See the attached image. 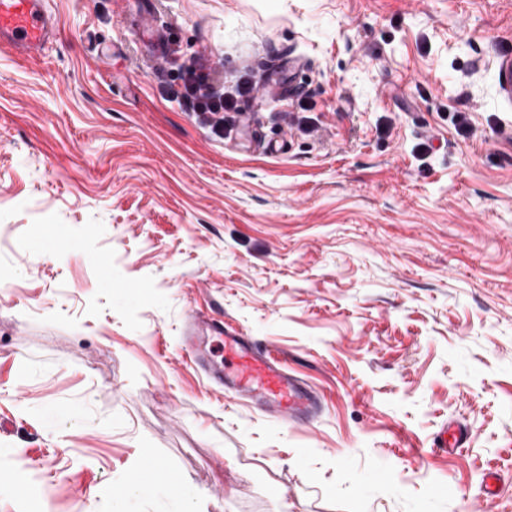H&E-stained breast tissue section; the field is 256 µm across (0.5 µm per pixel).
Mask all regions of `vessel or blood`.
Returning <instances> with one entry per match:
<instances>
[{"label": "vessel or blood", "mask_w": 512, "mask_h": 512, "mask_svg": "<svg viewBox=\"0 0 512 512\" xmlns=\"http://www.w3.org/2000/svg\"><path fill=\"white\" fill-rule=\"evenodd\" d=\"M57 22L43 0H0V46L15 54H40L56 36ZM224 390L241 404L267 418L304 423L316 420L323 400L303 379L291 375L283 358L237 330L224 332ZM467 425H443L437 434L439 448L453 452L464 448ZM133 481L161 480L178 489L179 476L154 456H145Z\"/></svg>", "instance_id": "b4317fda"}]
</instances>
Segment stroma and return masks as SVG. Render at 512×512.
Returning <instances> with one entry per match:
<instances>
[{"label":"stroma","instance_id":"stroma-1","mask_svg":"<svg viewBox=\"0 0 512 512\" xmlns=\"http://www.w3.org/2000/svg\"><path fill=\"white\" fill-rule=\"evenodd\" d=\"M45 4L0 50V512H512V0H154L158 51L142 0ZM201 56L253 86L220 138L155 80ZM190 314L320 418L220 397ZM146 453L191 502L117 500ZM57 22L43 0H0V46L17 55H39L56 36ZM224 391L273 420L304 423L323 411L322 397L278 353L234 329H224ZM469 436L467 425L461 422L444 424L436 435L438 448L448 452L464 448Z\"/></svg>","mask_w":512,"mask_h":512}]
</instances>
